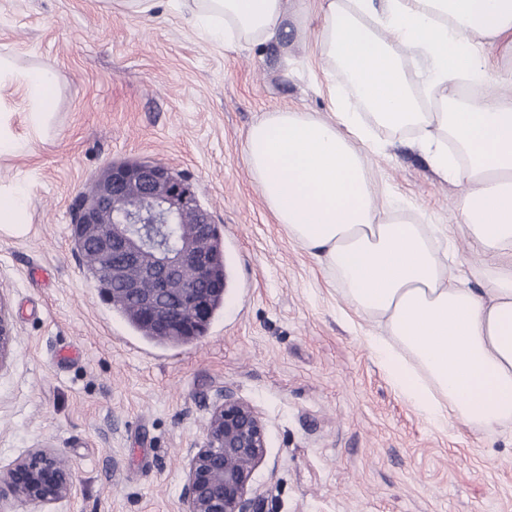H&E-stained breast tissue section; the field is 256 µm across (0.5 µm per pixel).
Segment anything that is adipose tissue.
<instances>
[{
	"label": "adipose tissue",
	"mask_w": 512,
	"mask_h": 512,
	"mask_svg": "<svg viewBox=\"0 0 512 512\" xmlns=\"http://www.w3.org/2000/svg\"><path fill=\"white\" fill-rule=\"evenodd\" d=\"M198 36L235 48L272 40L285 0H184ZM316 41L328 84L344 76L362 104L331 117L288 108L246 135L247 165L276 218L333 274L358 317L379 320L363 341L392 390L437 429L512 425V77L494 105L461 93L486 78L480 40L512 55V0H323ZM419 62L417 75L404 56ZM55 78L0 55V89H21L27 121L52 119ZM412 135L430 167L464 181L457 220L484 255L482 285L453 284L457 250L400 215L383 222L366 156L374 132Z\"/></svg>",
	"instance_id": "1"
}]
</instances>
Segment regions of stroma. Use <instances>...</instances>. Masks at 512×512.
<instances>
[{
    "mask_svg": "<svg viewBox=\"0 0 512 512\" xmlns=\"http://www.w3.org/2000/svg\"><path fill=\"white\" fill-rule=\"evenodd\" d=\"M306 29L225 49L201 40L180 0L127 14L106 0H0V54L56 78L53 118L34 136L21 90L22 148L0 186L27 200L23 234L0 231V299L15 340L0 372V472L35 448L59 451L75 483L49 512H182L188 450L203 442L219 390L253 405L267 454L253 488L264 512H512V427L430 425L389 386L341 286L264 202L245 160L264 113L333 110ZM371 182L419 223L451 235L455 269L477 285L482 259L455 221L466 191L405 135L379 131ZM166 164L217 224L230 284L205 335L146 341L96 288L74 249L72 204L115 163ZM79 356L57 360L65 347Z\"/></svg>",
    "mask_w": 512,
    "mask_h": 512,
    "instance_id": "stroma-1",
    "label": "stroma"
}]
</instances>
